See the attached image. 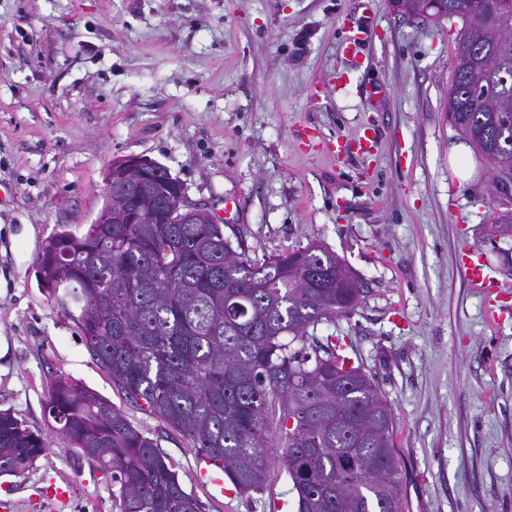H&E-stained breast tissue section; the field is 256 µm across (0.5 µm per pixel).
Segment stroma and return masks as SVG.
I'll return each instance as SVG.
<instances>
[{"label": "stroma", "mask_w": 512, "mask_h": 512, "mask_svg": "<svg viewBox=\"0 0 512 512\" xmlns=\"http://www.w3.org/2000/svg\"><path fill=\"white\" fill-rule=\"evenodd\" d=\"M368 6L376 32L355 58L345 23ZM460 28L387 0H0V410L50 433V382L68 376L156 440L205 512H294L279 462L264 491L213 498L186 439L117 391L38 284L47 239L106 205L112 161L144 157L216 221L234 199L224 234L252 259L317 243L359 278L355 311L316 333L386 395L410 512H512V320L486 327L459 266L479 246L512 306V237L492 222L512 198L486 160L466 184L449 163L465 141L445 112ZM366 122L377 153L336 160L331 143ZM61 474L65 512H116L110 475L57 439L0 477V499L49 512L39 490Z\"/></svg>", "instance_id": "35a3bbf8"}]
</instances>
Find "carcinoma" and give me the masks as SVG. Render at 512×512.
<instances>
[{"mask_svg": "<svg viewBox=\"0 0 512 512\" xmlns=\"http://www.w3.org/2000/svg\"><path fill=\"white\" fill-rule=\"evenodd\" d=\"M446 0L462 22L448 91V122L512 184V0ZM144 183L138 207L169 190L166 168ZM91 224L54 233L38 256L49 297L75 308L86 347L125 399L219 461L235 491L264 488L280 458L296 512H408L392 408L345 342L312 330L355 310L363 288L336 280L344 264L323 247L259 263L221 224ZM48 415L87 462L111 474L118 512H204L158 443L97 392L63 375L51 382ZM49 438L0 411V475H19Z\"/></svg>", "mask_w": 512, "mask_h": 512, "instance_id": "cac0c4a2", "label": "carcinoma"}]
</instances>
